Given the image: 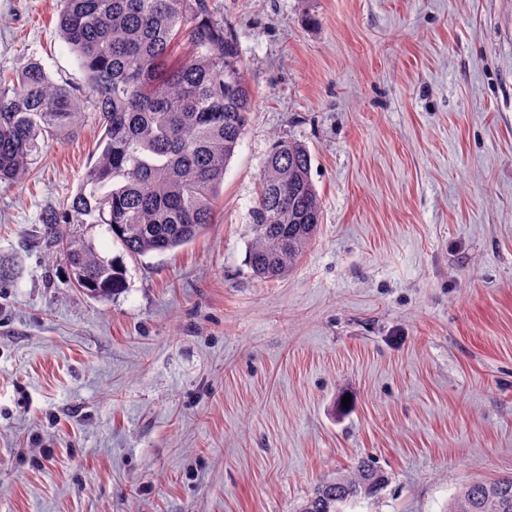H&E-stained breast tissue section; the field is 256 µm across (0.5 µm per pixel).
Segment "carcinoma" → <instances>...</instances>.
<instances>
[{"instance_id":"1","label":"carcinoma","mask_w":512,"mask_h":512,"mask_svg":"<svg viewBox=\"0 0 512 512\" xmlns=\"http://www.w3.org/2000/svg\"><path fill=\"white\" fill-rule=\"evenodd\" d=\"M58 31L83 82L55 80L36 62L0 79V183L21 184L49 143L88 108L99 151L76 193L41 216L39 243L72 284L109 300L123 269L95 247L107 233L134 258L195 241L214 223L224 172L252 111L237 41L209 0H61ZM311 154L276 139L265 161L249 224L254 276L277 280L316 235L322 201ZM385 473L361 459L317 484L298 512H343L378 491ZM448 512H512V475L460 485Z\"/></svg>"}]
</instances>
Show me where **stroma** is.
Instances as JSON below:
<instances>
[{
	"label": "stroma",
	"mask_w": 512,
	"mask_h": 512,
	"mask_svg": "<svg viewBox=\"0 0 512 512\" xmlns=\"http://www.w3.org/2000/svg\"><path fill=\"white\" fill-rule=\"evenodd\" d=\"M254 107L196 241L111 301L35 232L98 139L86 112L0 184V512H295L370 458L347 512H445L512 473V0H210ZM60 0H0V72L82 82ZM305 144L311 246L255 278L248 224L275 139Z\"/></svg>",
	"instance_id": "1"
}]
</instances>
